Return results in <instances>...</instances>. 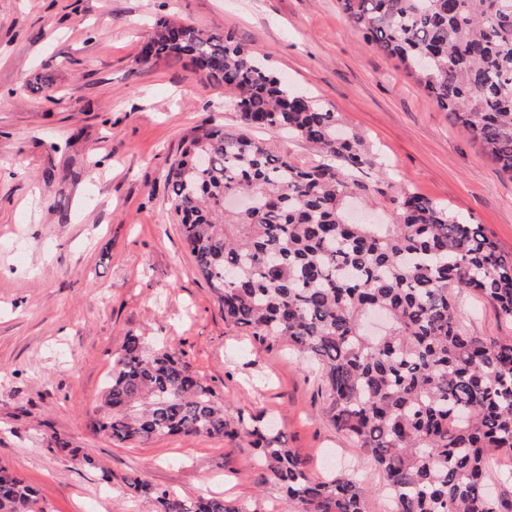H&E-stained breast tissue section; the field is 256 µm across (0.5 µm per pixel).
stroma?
Listing matches in <instances>:
<instances>
[{
    "label": "stroma",
    "mask_w": 512,
    "mask_h": 512,
    "mask_svg": "<svg viewBox=\"0 0 512 512\" xmlns=\"http://www.w3.org/2000/svg\"><path fill=\"white\" fill-rule=\"evenodd\" d=\"M230 31L320 105L341 113L389 182L351 217L386 223L414 192L482 225L512 257V177L500 173L393 59L367 48L337 0H0V465L45 512H155L135 475L188 502L221 496L252 512H299L262 481L248 438L161 437L129 448L92 428L126 338L182 356L230 413L275 416L311 473L354 475L367 512H389L382 474L337 431L317 369L281 340L225 322L184 249L165 181L200 125L241 130L223 87L190 66H143L159 19ZM49 80V92L36 83ZM477 336L512 323L456 296ZM93 457L87 467L84 457Z\"/></svg>",
    "instance_id": "35a3bbf8"
}]
</instances>
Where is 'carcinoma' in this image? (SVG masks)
<instances>
[{
    "instance_id": "cac0c4a2",
    "label": "carcinoma",
    "mask_w": 512,
    "mask_h": 512,
    "mask_svg": "<svg viewBox=\"0 0 512 512\" xmlns=\"http://www.w3.org/2000/svg\"><path fill=\"white\" fill-rule=\"evenodd\" d=\"M367 42L396 59L499 170L512 176V0H339ZM189 60L231 96L243 126L300 138L320 153L302 167L256 139L201 126L166 175L170 205L224 320L284 338L320 368L336 430L382 472L394 512H512L491 495V460L512 454V336H475L454 293L473 291L512 322V257L479 224L401 193L389 224H352L349 199L381 182L364 138L314 103L231 34L157 23L141 62ZM252 198L243 215L228 196ZM94 431L141 444L171 435H245L262 475L300 512H366L350 477L310 475L282 432L224 402L175 353L129 336L110 372ZM128 490L160 512H245L222 497L187 504L137 477ZM34 488L0 467V512H43Z\"/></svg>"
}]
</instances>
